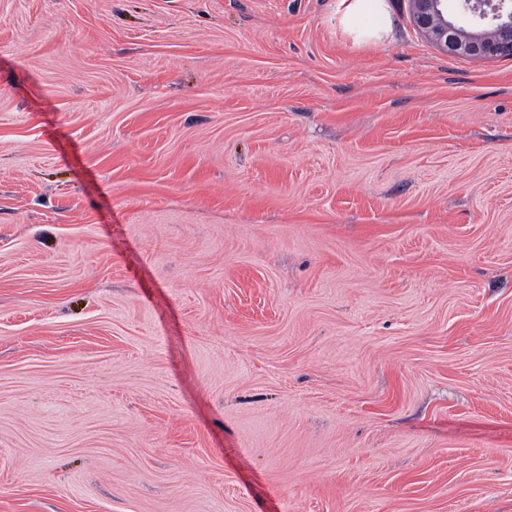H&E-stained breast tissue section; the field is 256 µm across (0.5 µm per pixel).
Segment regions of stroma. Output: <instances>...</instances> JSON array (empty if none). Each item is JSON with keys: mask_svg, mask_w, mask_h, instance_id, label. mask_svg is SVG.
I'll list each match as a JSON object with an SVG mask.
<instances>
[{"mask_svg": "<svg viewBox=\"0 0 512 512\" xmlns=\"http://www.w3.org/2000/svg\"><path fill=\"white\" fill-rule=\"evenodd\" d=\"M384 6L0 0V512H512V56Z\"/></svg>", "mask_w": 512, "mask_h": 512, "instance_id": "1", "label": "stroma"}]
</instances>
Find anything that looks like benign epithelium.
<instances>
[{"mask_svg":"<svg viewBox=\"0 0 512 512\" xmlns=\"http://www.w3.org/2000/svg\"><path fill=\"white\" fill-rule=\"evenodd\" d=\"M416 28L440 50L493 58L512 50V0H466L461 18H448V0H409Z\"/></svg>","mask_w":512,"mask_h":512,"instance_id":"obj_1","label":"benign epithelium"}]
</instances>
